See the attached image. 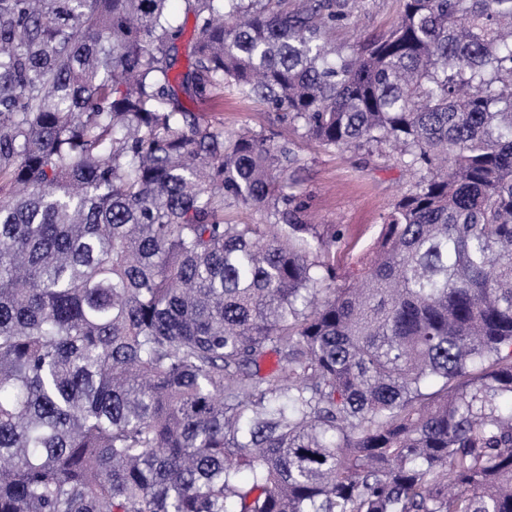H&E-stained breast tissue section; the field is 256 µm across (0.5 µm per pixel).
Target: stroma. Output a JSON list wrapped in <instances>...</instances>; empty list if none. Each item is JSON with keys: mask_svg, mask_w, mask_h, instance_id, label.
<instances>
[{"mask_svg": "<svg viewBox=\"0 0 512 512\" xmlns=\"http://www.w3.org/2000/svg\"><path fill=\"white\" fill-rule=\"evenodd\" d=\"M352 24L337 28L336 45L357 43L388 32L398 17L400 0H348ZM212 125L231 134L243 128L274 142L294 143L300 162L288 177L296 183L309 223L322 232L338 228L344 241L336 253L342 270L350 271L378 238L382 217L412 179L396 155L370 156L355 148L328 149L307 141L301 128L265 107L226 96L220 111L204 109Z\"/></svg>", "mask_w": 512, "mask_h": 512, "instance_id": "1", "label": "stroma"}]
</instances>
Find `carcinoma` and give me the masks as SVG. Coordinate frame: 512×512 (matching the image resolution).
Segmentation results:
<instances>
[{
  "instance_id": "cac0c4a2",
  "label": "carcinoma",
  "mask_w": 512,
  "mask_h": 512,
  "mask_svg": "<svg viewBox=\"0 0 512 512\" xmlns=\"http://www.w3.org/2000/svg\"><path fill=\"white\" fill-rule=\"evenodd\" d=\"M167 2L0 0V512H512V0ZM226 89L398 152L355 274ZM354 23L336 28V46L384 35L398 17L400 0H348Z\"/></svg>"
}]
</instances>
